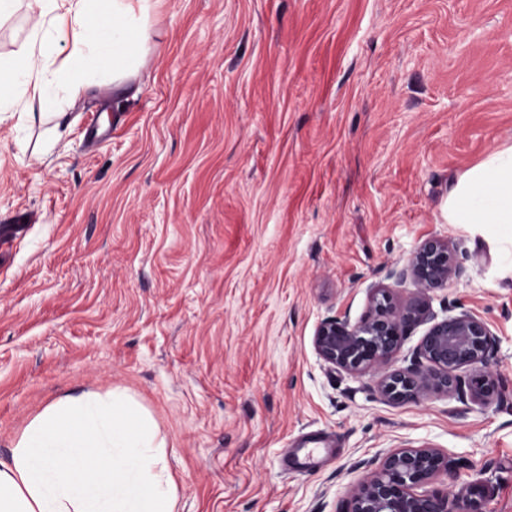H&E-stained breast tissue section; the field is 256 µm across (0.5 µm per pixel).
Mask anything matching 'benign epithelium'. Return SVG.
I'll use <instances>...</instances> for the list:
<instances>
[{
    "label": "benign epithelium",
    "mask_w": 512,
    "mask_h": 512,
    "mask_svg": "<svg viewBox=\"0 0 512 512\" xmlns=\"http://www.w3.org/2000/svg\"><path fill=\"white\" fill-rule=\"evenodd\" d=\"M462 273L449 243L432 238L421 243L406 265L393 268L389 277L398 282L411 278L429 291ZM377 294L380 298L366 320L352 325L335 318L319 325L314 347L320 359L353 374L386 366L378 389L393 404L436 394L492 403L500 387L491 366L498 341L484 320L465 311L440 318L424 296L397 305L385 289H377ZM422 324L429 328L410 364L392 367L408 331ZM465 368L474 371L468 381L458 374ZM454 467L448 455L433 447L391 451L354 490L348 512H485L482 500L459 495L449 485L423 489L438 475H451Z\"/></svg>",
    "instance_id": "1"
}]
</instances>
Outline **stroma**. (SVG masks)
<instances>
[{"mask_svg": "<svg viewBox=\"0 0 512 512\" xmlns=\"http://www.w3.org/2000/svg\"><path fill=\"white\" fill-rule=\"evenodd\" d=\"M133 75L0 120V459L47 406L126 394L155 422L178 512H346L368 461L434 447L512 512V224L448 197L512 146V0H156ZM112 135L91 143L90 124ZM463 275L430 291L498 338L500 397L392 404L325 364L425 240ZM332 452L283 463L306 435Z\"/></svg>", "mask_w": 512, "mask_h": 512, "instance_id": "stroma-1", "label": "stroma"}]
</instances>
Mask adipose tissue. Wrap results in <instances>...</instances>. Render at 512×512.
Masks as SVG:
<instances>
[{"label":"adipose tissue","instance_id":"ef3b65f1","mask_svg":"<svg viewBox=\"0 0 512 512\" xmlns=\"http://www.w3.org/2000/svg\"><path fill=\"white\" fill-rule=\"evenodd\" d=\"M28 9L21 48L0 60V112L31 114L52 87L89 83L92 60L127 75L147 40L152 0H0V22ZM63 42V58L45 42ZM453 224H512V147L466 172L448 200ZM165 440L121 393L66 396L34 417L0 460V512H176Z\"/></svg>","mask_w":512,"mask_h":512}]
</instances>
